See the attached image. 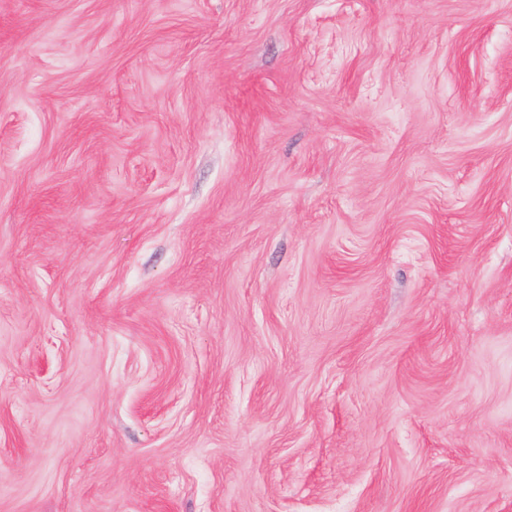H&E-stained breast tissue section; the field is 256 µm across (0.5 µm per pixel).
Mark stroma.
<instances>
[{
	"label": "stroma",
	"mask_w": 512,
	"mask_h": 512,
	"mask_svg": "<svg viewBox=\"0 0 512 512\" xmlns=\"http://www.w3.org/2000/svg\"><path fill=\"white\" fill-rule=\"evenodd\" d=\"M0 512H512V0H0Z\"/></svg>",
	"instance_id": "stroma-1"
}]
</instances>
